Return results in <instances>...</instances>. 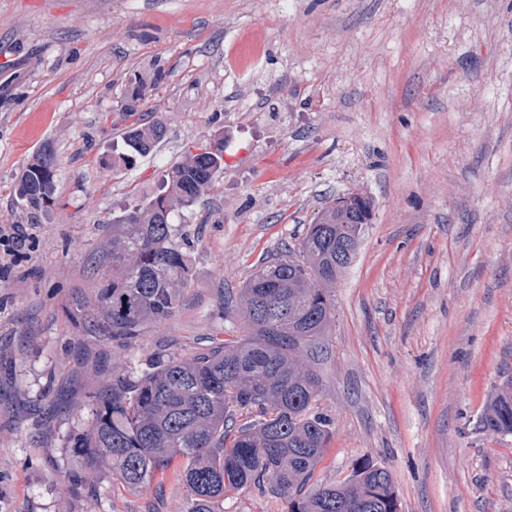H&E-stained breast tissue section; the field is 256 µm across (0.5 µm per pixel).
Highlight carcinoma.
<instances>
[{"mask_svg":"<svg viewBox=\"0 0 512 512\" xmlns=\"http://www.w3.org/2000/svg\"><path fill=\"white\" fill-rule=\"evenodd\" d=\"M144 99L139 83L127 115ZM162 138L159 122L131 125L119 161L133 164ZM222 174L221 153L189 154L169 170L163 194L112 225V277L70 311L76 326L124 345L179 310L192 264L174 241L169 215L198 202ZM55 177L48 147L19 176L21 207L50 204ZM371 221L363 195L322 209L296 253L262 263L239 290L244 337L192 357L159 354L138 374L104 379L89 396V426L73 439V452L90 471L106 470L135 491L172 475L188 491L184 512H224V496L250 487L281 499L286 512H399L391 472L381 464L361 463L346 481H314L334 434L320 407L318 369L328 354L334 288ZM476 424L512 435L511 379Z\"/></svg>","mask_w":512,"mask_h":512,"instance_id":"1","label":"carcinoma"}]
</instances>
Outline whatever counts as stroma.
<instances>
[{
  "mask_svg": "<svg viewBox=\"0 0 512 512\" xmlns=\"http://www.w3.org/2000/svg\"><path fill=\"white\" fill-rule=\"evenodd\" d=\"M141 79L166 134L125 166ZM218 143L223 176L170 217L193 268L179 311L123 348L74 328L117 217ZM47 144L54 202L20 208ZM352 192L373 220L335 288L316 477L370 461L400 512H512V435L475 428L512 377V0H0V512H183L169 478L71 485L89 394L240 335L226 297Z\"/></svg>",
  "mask_w": 512,
  "mask_h": 512,
  "instance_id": "1",
  "label": "stroma"
}]
</instances>
